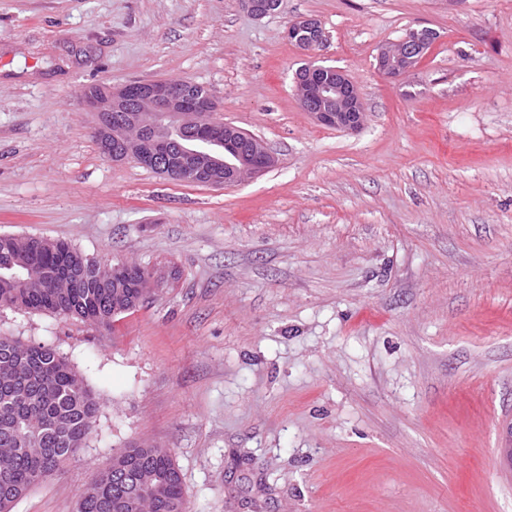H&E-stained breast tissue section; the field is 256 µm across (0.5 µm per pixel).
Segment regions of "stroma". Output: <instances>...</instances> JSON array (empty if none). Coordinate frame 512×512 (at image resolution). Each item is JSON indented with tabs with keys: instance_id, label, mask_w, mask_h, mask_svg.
<instances>
[{
	"instance_id": "1",
	"label": "stroma",
	"mask_w": 512,
	"mask_h": 512,
	"mask_svg": "<svg viewBox=\"0 0 512 512\" xmlns=\"http://www.w3.org/2000/svg\"><path fill=\"white\" fill-rule=\"evenodd\" d=\"M410 27L438 37L390 80ZM310 61L356 83L361 129L303 111ZM157 79L204 86L275 166L217 188L104 157L80 91ZM1 233L163 274L110 330L0 309L101 404L11 512H77L153 447L188 512H512V0H0ZM288 41L307 55L325 45L326 36L321 23L310 17H302L289 23L286 30ZM432 43L428 28H408L399 39L380 50L378 68L391 79H403L414 72Z\"/></svg>"
}]
</instances>
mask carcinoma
I'll use <instances>...</instances> for the list:
<instances>
[{"label": "carcinoma", "instance_id": "cac0c4a2", "mask_svg": "<svg viewBox=\"0 0 512 512\" xmlns=\"http://www.w3.org/2000/svg\"><path fill=\"white\" fill-rule=\"evenodd\" d=\"M102 280L92 283L89 257L72 245L41 237L0 235V307L50 312L110 328L144 301L146 268L124 264L112 278L103 260ZM100 402L66 357L44 345L0 336V512L86 447ZM96 474L78 512H112L118 500L135 512L163 505L187 512L182 479L165 448H138Z\"/></svg>", "mask_w": 512, "mask_h": 512}]
</instances>
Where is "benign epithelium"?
<instances>
[{"mask_svg":"<svg viewBox=\"0 0 512 512\" xmlns=\"http://www.w3.org/2000/svg\"><path fill=\"white\" fill-rule=\"evenodd\" d=\"M256 19L276 13L280 0H242ZM288 41L310 55L325 45L321 23L302 17L289 23ZM432 45L429 29L408 28L383 47L378 68L391 79L416 69ZM326 67L307 65L295 76V93L304 111L328 127L355 130L364 123V104L354 81L342 70L332 79ZM97 119L101 152L114 162L137 164L179 181L211 187L237 184L275 165V157L257 138L234 127H218L212 97L196 83L171 80L132 82L115 88L100 83L82 91Z\"/></svg>","mask_w":512,"mask_h":512,"instance_id":"benign-epithelium-1","label":"benign epithelium"}]
</instances>
